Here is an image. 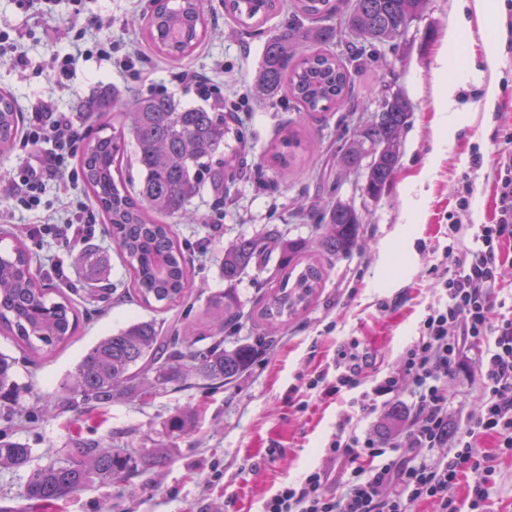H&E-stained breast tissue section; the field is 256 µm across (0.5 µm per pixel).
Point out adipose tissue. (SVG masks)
Listing matches in <instances>:
<instances>
[{
	"instance_id": "ef3b65f1",
	"label": "adipose tissue",
	"mask_w": 512,
	"mask_h": 512,
	"mask_svg": "<svg viewBox=\"0 0 512 512\" xmlns=\"http://www.w3.org/2000/svg\"><path fill=\"white\" fill-rule=\"evenodd\" d=\"M493 9L494 0H457L455 17L448 29V39L442 55L444 66L452 69L453 75L448 79H438L437 92L441 98L453 100L461 82L482 79V72L469 66L468 58L482 56L488 68H495L500 47L496 40L485 34ZM475 28L482 32L480 40H462V32Z\"/></svg>"
}]
</instances>
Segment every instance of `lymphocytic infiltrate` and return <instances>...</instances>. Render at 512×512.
I'll use <instances>...</instances> for the list:
<instances>
[{
  "instance_id": "f902f5d3",
  "label": "lymphocytic infiltrate",
  "mask_w": 512,
  "mask_h": 512,
  "mask_svg": "<svg viewBox=\"0 0 512 512\" xmlns=\"http://www.w3.org/2000/svg\"><path fill=\"white\" fill-rule=\"evenodd\" d=\"M66 25L74 30L70 48L49 62L61 80L79 61L107 58L112 45L111 38L89 36L75 18H68ZM77 138L68 113L55 111L52 100L35 97L19 142L16 174L0 186V201L11 210L43 207L47 186L69 166ZM505 139L511 148L500 153L495 167L493 221L478 225L471 247L461 252L455 249L461 226L449 224L443 251L449 263L434 282L439 296L403 351L400 374L382 377L371 390H363V354L353 338L339 347L335 372L320 370L307 382L308 389L331 395L352 393L353 407L364 414L377 409L379 397L397 392L402 380H411L414 405L404 435L384 443L340 421L325 454L340 463L341 477L326 469L311 470L268 497L262 512H412L423 500L438 502L439 512H491L493 480L474 485L463 500L455 486L462 470L487 466L477 446L479 437H493L500 452L512 454V318L492 315L499 305L503 247L512 242V134ZM472 350L478 355L484 398L452 436L448 375ZM442 447L447 455L437 456ZM362 456L373 459V466L357 465Z\"/></svg>"
}]
</instances>
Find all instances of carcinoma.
I'll list each match as a JSON object with an SVG mask.
<instances>
[{
	"label": "carcinoma",
	"mask_w": 512,
	"mask_h": 512,
	"mask_svg": "<svg viewBox=\"0 0 512 512\" xmlns=\"http://www.w3.org/2000/svg\"><path fill=\"white\" fill-rule=\"evenodd\" d=\"M279 0H225L224 9L235 21L248 27L265 22L278 9ZM428 0H295L287 24L269 33L254 83L259 99L282 94L295 104L300 118L321 117L336 110L356 112L361 102L353 96V63L366 47L396 37ZM353 40L348 42V60L330 52L336 37L330 21ZM144 33L163 56L181 60L191 55L206 38L203 0H155ZM121 111L112 113L116 105ZM105 120L99 134L82 153V182L98 205L107 233L127 270L134 294L142 305L164 310L187 299L193 288L194 270L170 224L157 217L180 218L203 224L205 217L190 209L192 200L205 188V181L219 188L236 170L239 154L213 164L226 140L241 139L232 112L200 106H184L165 94L121 98L107 88L79 106ZM409 116V104L399 95L384 96L373 119L355 128L352 140L337 147L343 167L367 169L365 193L377 199L399 165V135ZM19 111L12 95L0 90V153L13 145ZM136 144L138 180L123 174L126 136ZM306 146L294 131L275 143L272 156L278 165L274 174L296 164ZM321 256L335 258L360 249L361 214L338 201L320 212L306 208ZM11 255L0 254V333L19 347L40 356L68 343L76 334L78 314L66 299H50L44 276L33 269L30 251L23 239L13 237ZM309 244L304 238L285 239L267 230L240 237L224 249L221 273L227 288L209 299V343L198 345L188 336H168L154 320L131 323L94 345L83 356L64 398L41 397L42 415L52 418L63 410L80 411L104 407L115 400H142L193 380L211 385L228 383L254 362L265 345L259 337L252 343L224 347V333L243 318L235 284L248 270L262 266L272 254L279 255L284 275L257 310V317L270 329H286L288 322L306 311L326 269L321 261L306 259ZM94 298L106 289L95 287L107 278L100 255L82 248L74 257ZM15 360L0 354V392L9 388ZM194 413H183L168 422L169 434L190 430ZM32 449L25 443L0 441V465L28 466ZM164 460L160 448L136 455L96 440L77 439L60 457L29 471L24 498L48 504L91 485L109 486L115 478H128L140 468Z\"/></svg>",
	"instance_id": "1"
}]
</instances>
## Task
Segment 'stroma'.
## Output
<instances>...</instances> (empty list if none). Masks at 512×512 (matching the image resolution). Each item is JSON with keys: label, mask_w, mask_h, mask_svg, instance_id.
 <instances>
[{"label": "stroma", "mask_w": 512, "mask_h": 512, "mask_svg": "<svg viewBox=\"0 0 512 512\" xmlns=\"http://www.w3.org/2000/svg\"><path fill=\"white\" fill-rule=\"evenodd\" d=\"M280 4L279 13L265 22L263 31L247 32L225 11L223 0H205V40L191 56L170 60L148 45L134 23L147 10L149 0H83L81 21L99 18L112 23V59L79 64L60 86L48 61L69 43L57 22L58 16L70 13L69 0H56L52 13L39 16L23 13L15 0H0V20L23 35L31 62L21 74L0 61V89L12 94L19 112H26L32 92H44L58 111L72 114L79 134L86 138L96 126L95 118L76 112L75 106L93 91L113 85L126 95L166 93L182 104L201 105L205 99L195 86L177 79L182 72L197 71L215 79L225 106L238 113L254 144L228 192L209 187L193 200V209L207 217V225L175 227L194 259L196 287L187 307L156 311L137 302L128 288L129 276L99 221L86 225L83 243L108 255V285L115 300L99 308L89 305L77 289L72 245L53 234H33L34 217L26 211L0 213V229L22 234L48 286L67 293L80 317L73 342L46 356L28 357L0 335V353L16 359L18 400L31 411L22 421L0 420V436L32 448L35 467L77 439L167 451L163 463L137 476L113 480L111 486H92L55 501L47 512H100L106 499L112 501L115 512H260L263 500L281 486L310 469L328 467L324 448L339 421L349 420L360 432L396 437L403 432V421H388L387 407L361 414L352 408L349 395L336 398L309 391L304 380L332 365L339 346L353 337L367 355L365 386L398 371L403 349L436 298L429 270L442 259L449 220L462 226L458 241L462 248L470 246L474 225L491 223L492 171L506 148L503 130L512 126V39L506 30L512 0H495L488 24L500 45L491 81L497 94L488 97V84L483 82L460 86L455 95L460 126L450 147L440 151L434 147L430 120L442 104L435 95L442 68L438 50L448 32L454 0H429L401 35L368 47L367 60L355 76V93L367 102V112L376 111L385 93L401 95L411 106L400 135L399 166L376 200L362 191L365 170L344 169L336 153L339 142L352 136L366 112H332L323 121H303L285 99L268 103L250 96L265 44L264 30L287 21L294 9V0H280ZM142 72L151 74V82L140 83ZM294 125L311 142V150L277 177L276 185L262 183V176L272 174L265 149L284 128ZM420 171L426 174L427 195L409 213L404 207L405 178ZM466 178L471 179L474 194L469 209L463 210L457 199ZM302 200L324 208L338 200L354 206L363 218V247L326 261L325 283L309 309L288 329L270 337L252 313L270 291L275 269H252L243 275L236 292L245 316L224 344L231 347L266 336V347L247 371L220 388L198 381L143 401H117L49 419L34 409L35 396L62 395L69 373L89 347L134 320L175 321L187 336L206 335L208 299L225 288L219 270L225 247L266 228L277 229L287 238H311L312 222L297 210ZM448 393V430L454 433L483 399L474 357L465 358L449 375ZM184 411L196 415L190 433L168 438L167 420ZM479 448L492 457L495 512H512V456L499 455L491 438L480 442Z\"/></svg>", "instance_id": "35a3bbf8"}]
</instances>
